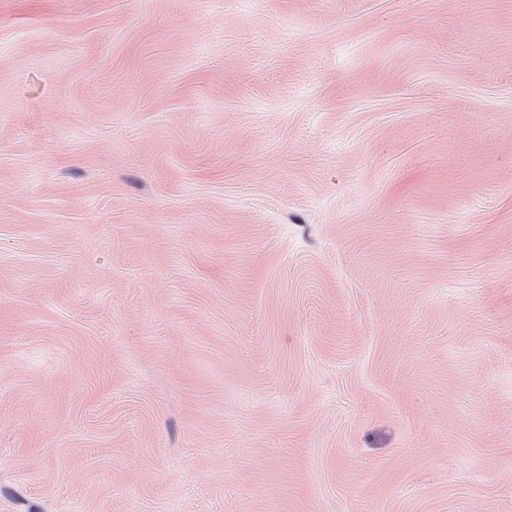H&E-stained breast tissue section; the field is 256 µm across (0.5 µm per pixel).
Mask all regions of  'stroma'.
I'll use <instances>...</instances> for the list:
<instances>
[{
  "mask_svg": "<svg viewBox=\"0 0 512 512\" xmlns=\"http://www.w3.org/2000/svg\"><path fill=\"white\" fill-rule=\"evenodd\" d=\"M0 512H512V0H0Z\"/></svg>",
  "mask_w": 512,
  "mask_h": 512,
  "instance_id": "35a3bbf8",
  "label": "stroma"
}]
</instances>
